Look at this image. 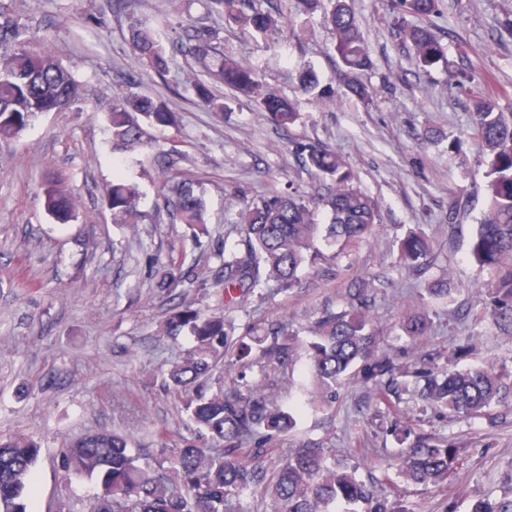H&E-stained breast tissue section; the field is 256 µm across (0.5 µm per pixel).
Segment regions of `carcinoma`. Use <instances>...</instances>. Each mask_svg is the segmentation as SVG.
Segmentation results:
<instances>
[{
  "label": "carcinoma",
  "instance_id": "1",
  "mask_svg": "<svg viewBox=\"0 0 512 512\" xmlns=\"http://www.w3.org/2000/svg\"><path fill=\"white\" fill-rule=\"evenodd\" d=\"M211 10L229 15L249 30L265 34L278 28L288 15V0H275L269 10L252 8V0H207ZM309 13L324 6V21L331 31L333 49L343 67L350 92L371 98L361 72L370 66L362 23L347 0H295ZM401 14L418 20L403 24L398 37L424 66L444 59L445 49L426 21L439 11V0H397ZM129 43L158 73L169 71V56L154 30L139 18H129ZM216 34L196 29L180 43L178 51L196 57L210 53ZM210 78L237 97L256 103L272 124L287 128L298 119V109L288 97L268 87L255 68L224 56ZM208 106L224 110L210 86L190 85ZM79 85L69 69L54 55L32 48L14 18L0 10V139L17 137L32 118L44 112H60L79 97ZM112 150L153 147L145 124L168 127L177 117L166 102L139 96H114L106 112ZM471 138L487 164V210L477 224L470 255L488 271L491 315L512 333V113L501 112L490 97L473 103ZM294 153L319 177L314 192H284L271 188L246 202L238 212L242 239L224 252V298L231 305L258 288L286 292L294 288L305 266L328 261L316 246L323 240L337 248V258L350 246L368 240L380 224L376 202L357 187L356 176L336 152L316 142H293ZM164 198L184 224L204 225L203 202L197 182L184 178L164 184ZM140 191L116 177L102 194L104 207L114 224H136L140 217ZM44 207L58 224L75 218V206L63 180L44 189ZM432 254L430 239L410 231L399 239L398 261L418 269ZM368 284L353 280L346 288L349 309L326 311L310 327L308 403L330 405L342 382L356 367L370 385L375 405L391 408L392 397L403 390L405 372L393 359L379 353L377 336L369 316ZM405 335L418 341L428 335L426 314L408 315L402 323ZM195 349L171 366L165 378L168 390L180 396L187 421L201 436L220 443L218 448L187 444L165 456L159 471L129 448L127 437L107 430L89 432L63 452L66 475L96 477L99 488L91 512H239L241 498L263 486L270 512H410L394 506L373 486L356 477L354 470L330 460L329 451L316 443L288 449L271 477L259 470L258 458L273 451L281 437L297 424V409H284L264 392L266 377L246 391L226 389L213 379L220 353L246 358L257 348L264 370L283 371L297 355L294 333L272 327L262 335L235 337L224 329L221 318H206L196 328ZM412 376L422 383L419 396L427 404L448 410L462 419L486 414L505 388V374L489 367L457 369L414 366ZM190 388L196 393L188 394ZM394 455L397 474L415 484H438L458 462V448L445 440L420 435L412 442L398 436ZM41 446L16 433L0 437V512H26L25 496L35 493L34 469ZM473 512H512V497L484 501Z\"/></svg>",
  "mask_w": 512,
  "mask_h": 512
}]
</instances>
